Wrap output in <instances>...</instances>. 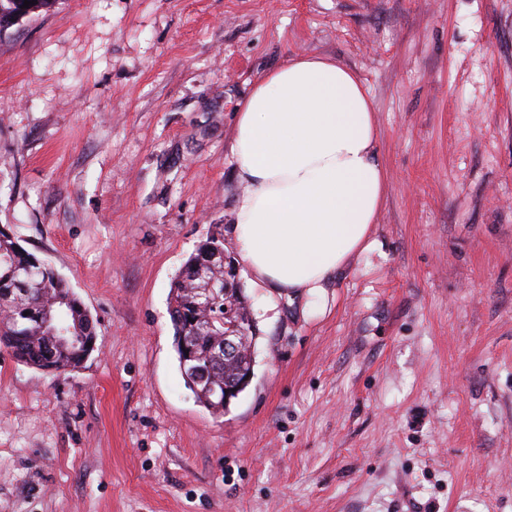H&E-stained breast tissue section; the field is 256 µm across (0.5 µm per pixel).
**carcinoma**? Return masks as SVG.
<instances>
[{
    "mask_svg": "<svg viewBox=\"0 0 512 512\" xmlns=\"http://www.w3.org/2000/svg\"><path fill=\"white\" fill-rule=\"evenodd\" d=\"M49 0H37L23 7L24 0H0V30L27 16ZM224 226L212 224L206 238L180 271L171 288L170 318L177 336H194V354L213 364V384L224 383V375L239 378L254 372L252 347L255 332L246 329V342L230 365L217 359L219 346L224 342V315L229 319L245 320L249 311L241 284L233 283L229 294L235 305L224 307V293L212 295L208 313L194 309L197 289L212 281L224 286ZM58 316L73 334L81 337L79 345L60 348L44 329V317ZM94 320L68 283L47 263L25 249L13 230L0 228V348H4L21 363L38 370L54 368L60 373L81 365L84 357L97 347Z\"/></svg>",
    "mask_w": 512,
    "mask_h": 512,
    "instance_id": "carcinoma-1",
    "label": "carcinoma"
}]
</instances>
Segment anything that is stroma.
<instances>
[{
  "mask_svg": "<svg viewBox=\"0 0 512 512\" xmlns=\"http://www.w3.org/2000/svg\"><path fill=\"white\" fill-rule=\"evenodd\" d=\"M301 53L367 88L389 191L322 296L240 268L262 335L218 418L171 286ZM0 225L98 335L60 374L0 349V512H512V0H54L0 30Z\"/></svg>",
  "mask_w": 512,
  "mask_h": 512,
  "instance_id": "35a3bbf8",
  "label": "stroma"
}]
</instances>
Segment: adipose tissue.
<instances>
[{
	"mask_svg": "<svg viewBox=\"0 0 512 512\" xmlns=\"http://www.w3.org/2000/svg\"><path fill=\"white\" fill-rule=\"evenodd\" d=\"M231 153V232L271 292L319 294L369 249L388 179L372 100L348 67L299 54L267 72L236 109Z\"/></svg>",
	"mask_w": 512,
	"mask_h": 512,
	"instance_id": "ef3b65f1",
	"label": "adipose tissue"
}]
</instances>
